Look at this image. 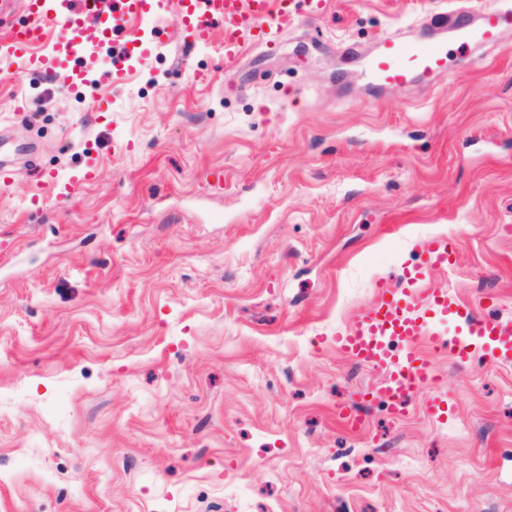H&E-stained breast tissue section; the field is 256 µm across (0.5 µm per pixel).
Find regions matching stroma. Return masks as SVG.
Instances as JSON below:
<instances>
[{
	"mask_svg": "<svg viewBox=\"0 0 512 512\" xmlns=\"http://www.w3.org/2000/svg\"><path fill=\"white\" fill-rule=\"evenodd\" d=\"M448 9L327 0L228 66L170 4L123 85L119 38L89 86L0 80V512H512V363L434 353L437 421L335 344L426 236L458 249L434 287L512 324V28L368 96L377 44ZM96 176L97 171L94 169L73 174L67 178H63L58 173L54 172L49 174L46 182L52 186V189L58 198H64L71 193L78 183L93 181Z\"/></svg>",
	"mask_w": 512,
	"mask_h": 512,
	"instance_id": "obj_1",
	"label": "stroma"
}]
</instances>
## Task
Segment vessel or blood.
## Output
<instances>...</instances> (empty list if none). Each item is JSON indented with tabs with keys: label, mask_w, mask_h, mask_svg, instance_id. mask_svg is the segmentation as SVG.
Listing matches in <instances>:
<instances>
[{
	"label": "vessel or blood",
	"mask_w": 512,
	"mask_h": 512,
	"mask_svg": "<svg viewBox=\"0 0 512 512\" xmlns=\"http://www.w3.org/2000/svg\"><path fill=\"white\" fill-rule=\"evenodd\" d=\"M28 21L0 37V61L24 69L62 77L66 86L85 82L92 69V53L123 35L125 45L113 63L112 82L122 84L127 63L145 52L139 25L156 16L165 0H24ZM183 15L187 42L206 45L212 40L215 19L224 22V60L235 62L244 48L276 46L284 25L300 17L319 16L325 0H177ZM512 26V11L481 8L450 11L443 23H429L422 40L407 42L390 36L380 42L368 60L370 89L405 90L433 82L448 72V50L469 49L475 42L497 43L503 30ZM96 170L61 177L50 174L47 182L57 197H67L80 183L96 178ZM419 261L402 268L399 288L378 281V301L358 311L336 336V346L351 360L384 372L379 394L393 413H404L412 399H419L426 414L442 418L448 410L443 394L436 391L437 378L419 342L434 350L445 349L456 360H470L477 348L489 347L494 363L512 359V328L482 317L470 305L441 288L429 287L430 270L448 268L455 262L453 239H425L418 244ZM460 325L461 335L444 336L436 319Z\"/></svg>",
	"instance_id": "vessel-or-blood-1"
}]
</instances>
